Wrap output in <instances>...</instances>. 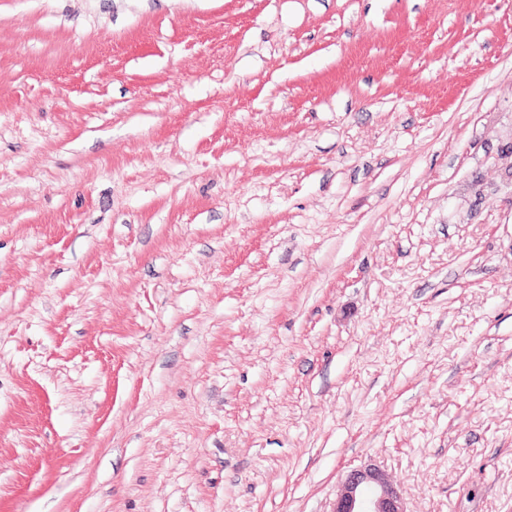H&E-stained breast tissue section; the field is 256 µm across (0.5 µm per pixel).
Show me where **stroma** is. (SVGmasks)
Listing matches in <instances>:
<instances>
[{"mask_svg": "<svg viewBox=\"0 0 512 512\" xmlns=\"http://www.w3.org/2000/svg\"><path fill=\"white\" fill-rule=\"evenodd\" d=\"M512 512V0H0V512ZM330 512H408L400 489L375 465L349 470Z\"/></svg>", "mask_w": 512, "mask_h": 512, "instance_id": "stroma-1", "label": "stroma"}]
</instances>
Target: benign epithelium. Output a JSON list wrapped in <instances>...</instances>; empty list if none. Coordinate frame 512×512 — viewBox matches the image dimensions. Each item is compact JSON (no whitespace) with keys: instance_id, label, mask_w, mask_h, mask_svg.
Returning <instances> with one entry per match:
<instances>
[{"instance_id":"1","label":"benign epithelium","mask_w":512,"mask_h":512,"mask_svg":"<svg viewBox=\"0 0 512 512\" xmlns=\"http://www.w3.org/2000/svg\"><path fill=\"white\" fill-rule=\"evenodd\" d=\"M331 512H407L400 489L375 465L349 470L341 480Z\"/></svg>"}]
</instances>
